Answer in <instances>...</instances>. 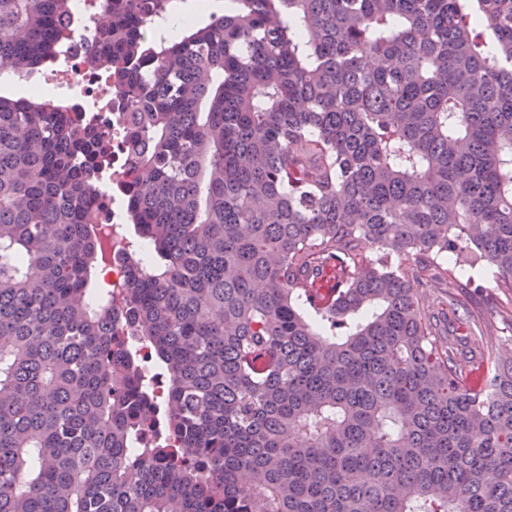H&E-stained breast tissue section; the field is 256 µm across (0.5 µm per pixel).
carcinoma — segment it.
Segmentation results:
<instances>
[{
    "label": "carcinoma",
    "mask_w": 512,
    "mask_h": 512,
    "mask_svg": "<svg viewBox=\"0 0 512 512\" xmlns=\"http://www.w3.org/2000/svg\"><path fill=\"white\" fill-rule=\"evenodd\" d=\"M70 2L0 0V70ZM167 2L108 0L95 45L160 259L122 247L113 309L181 446L90 304L111 123L0 95V512H512V357L417 294L462 258L512 288V0H235L154 42Z\"/></svg>",
    "instance_id": "cac0c4a2"
}]
</instances>
